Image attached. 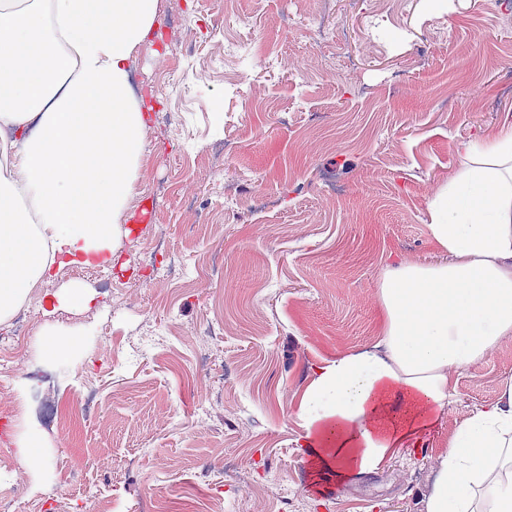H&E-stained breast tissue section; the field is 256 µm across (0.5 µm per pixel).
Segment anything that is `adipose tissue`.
Listing matches in <instances>:
<instances>
[{"instance_id":"ef3b65f1","label":"adipose tissue","mask_w":512,"mask_h":512,"mask_svg":"<svg viewBox=\"0 0 512 512\" xmlns=\"http://www.w3.org/2000/svg\"><path fill=\"white\" fill-rule=\"evenodd\" d=\"M159 0H0V323L67 267L112 265L152 107L132 58ZM427 203L441 259L377 282L378 339L322 360L299 402L313 470L349 485L417 446L461 374L512 338V122L462 143ZM512 512V379L434 464L425 512Z\"/></svg>"}]
</instances>
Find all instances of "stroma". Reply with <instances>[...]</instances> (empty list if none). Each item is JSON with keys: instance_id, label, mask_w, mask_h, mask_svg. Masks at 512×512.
<instances>
[{"instance_id": "obj_1", "label": "stroma", "mask_w": 512, "mask_h": 512, "mask_svg": "<svg viewBox=\"0 0 512 512\" xmlns=\"http://www.w3.org/2000/svg\"><path fill=\"white\" fill-rule=\"evenodd\" d=\"M156 26L163 44L138 46L131 72L155 106L131 234L112 268H66L28 298L48 380L7 366L22 407L0 445L37 437L48 464L0 459V490L19 488L26 512L59 484L122 512H156L163 496L182 512H424L436 458L512 378V340L460 377L415 452L349 486L312 475L297 406L322 359L379 336L383 268L438 261L430 196L460 143L512 120V0H159ZM72 280L94 303L44 313L42 293ZM61 330L82 346L50 356ZM159 332L170 346L144 350ZM206 336L207 370L175 374L173 350L194 362ZM77 377L98 408L66 426L52 395ZM209 475L224 500L203 507L190 488Z\"/></svg>"}]
</instances>
